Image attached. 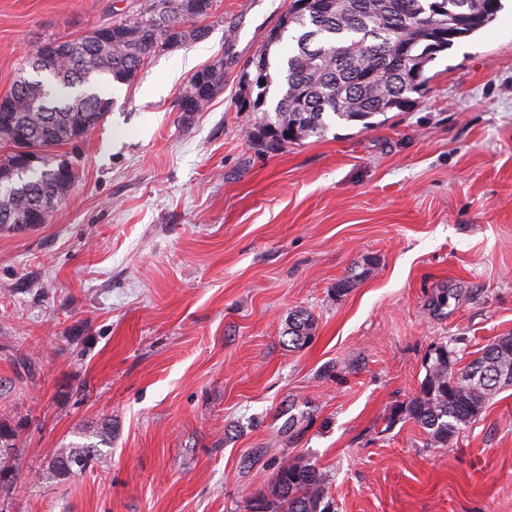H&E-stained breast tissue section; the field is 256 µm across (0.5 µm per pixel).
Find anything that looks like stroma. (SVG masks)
<instances>
[{
  "label": "stroma",
  "instance_id": "1",
  "mask_svg": "<svg viewBox=\"0 0 512 512\" xmlns=\"http://www.w3.org/2000/svg\"><path fill=\"white\" fill-rule=\"evenodd\" d=\"M135 6L0 0V98L40 43ZM281 7L216 0L206 39L105 86L102 124L55 150L69 195L0 230V512H251L298 457L334 512H512V387L448 448L402 413L434 346L464 365L512 334V0L408 108L269 153L235 95ZM221 56L223 94L179 111ZM104 423L101 456L56 475ZM219 65L216 67V61ZM204 69L194 73L189 79L188 83L181 90L179 94V107L180 110L185 102H193L195 112L203 111L211 102L213 97L203 95L200 92V80L203 79L205 83H212L215 86L224 88V58L222 62L217 59ZM315 321L311 314L300 310L292 314L288 320V332L292 342L304 343L308 338L314 335ZM99 451L96 443L61 448L53 459L52 468L59 476L80 473L92 460L97 459ZM74 467L77 469L74 470Z\"/></svg>",
  "mask_w": 512,
  "mask_h": 512
}]
</instances>
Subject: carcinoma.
I'll return each mask as SVG.
<instances>
[{
  "label": "carcinoma",
  "mask_w": 512,
  "mask_h": 512,
  "mask_svg": "<svg viewBox=\"0 0 512 512\" xmlns=\"http://www.w3.org/2000/svg\"><path fill=\"white\" fill-rule=\"evenodd\" d=\"M285 0L277 23L263 48L239 75L236 108L254 113L249 138L267 152L321 137L332 120L362 121L393 109V100L421 93L429 80L426 66L456 40L490 24L501 0H330L328 13L296 9ZM213 0H199L193 11L185 0H138L136 17L101 26L104 38L86 35L65 41L82 48L83 63L61 58L46 74L28 84H13L12 111L0 112V173L9 181L15 154L8 150L11 129L18 128L26 146L43 151V166L25 176V192L0 195V229L28 209L43 205L54 210L74 182L52 149L71 142L72 128L94 130L106 117L97 108L112 107L98 89L100 82H132L144 62L168 50L167 43L197 42L208 37L203 24ZM293 32V47L281 58L283 92L272 110L264 109L269 87L271 48ZM224 63H211L194 73L179 94V104L191 102L203 111L212 97L200 92V82L224 87ZM315 321L300 310L288 320L295 343L314 335ZM512 375V336L487 345L481 355L458 366L456 352L435 347L426 363L419 393L404 412L426 433L430 445L447 448L461 427L475 421L487 403L512 385L498 374ZM99 456V447L83 444L62 448L52 462L59 476L77 474ZM254 504L258 512H331L325 477L308 460L285 461Z\"/></svg>",
  "instance_id": "carcinoma-1"
}]
</instances>
